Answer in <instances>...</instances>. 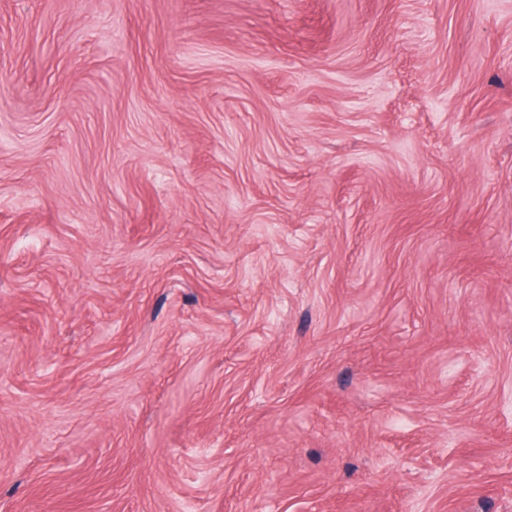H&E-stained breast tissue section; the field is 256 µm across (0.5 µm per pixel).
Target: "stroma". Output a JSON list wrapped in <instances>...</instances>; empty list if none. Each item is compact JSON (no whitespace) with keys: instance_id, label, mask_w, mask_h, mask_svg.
<instances>
[{"instance_id":"1","label":"stroma","mask_w":512,"mask_h":512,"mask_svg":"<svg viewBox=\"0 0 512 512\" xmlns=\"http://www.w3.org/2000/svg\"><path fill=\"white\" fill-rule=\"evenodd\" d=\"M0 512H512V0H0Z\"/></svg>"}]
</instances>
